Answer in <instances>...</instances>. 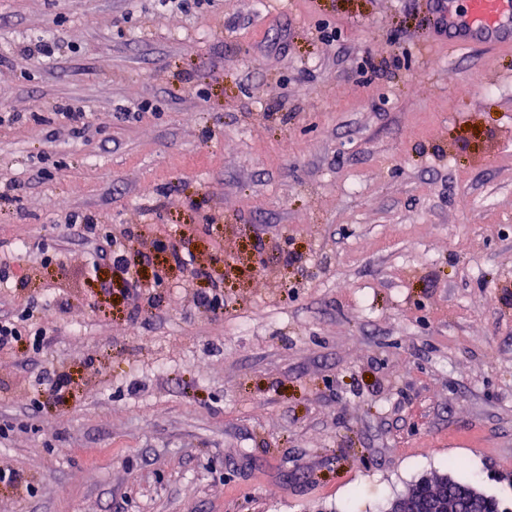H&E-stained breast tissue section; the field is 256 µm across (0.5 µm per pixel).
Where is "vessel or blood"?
<instances>
[{
  "instance_id": "1",
  "label": "vessel or blood",
  "mask_w": 512,
  "mask_h": 512,
  "mask_svg": "<svg viewBox=\"0 0 512 512\" xmlns=\"http://www.w3.org/2000/svg\"><path fill=\"white\" fill-rule=\"evenodd\" d=\"M431 11V41L445 39L461 50L512 49V0H467L462 11L455 0H431Z\"/></svg>"
}]
</instances>
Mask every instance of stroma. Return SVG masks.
Returning a JSON list of instances; mask_svg holds the SVG:
<instances>
[{
  "label": "stroma",
  "mask_w": 512,
  "mask_h": 512,
  "mask_svg": "<svg viewBox=\"0 0 512 512\" xmlns=\"http://www.w3.org/2000/svg\"><path fill=\"white\" fill-rule=\"evenodd\" d=\"M264 2L0 0V316L47 331L0 350V468L37 488L0 512L512 497V51L429 42L430 0ZM75 214L140 232L155 307L88 278ZM195 306H202L217 312L224 308V289L213 283L212 288H204L194 298Z\"/></svg>",
  "instance_id": "1"
}]
</instances>
